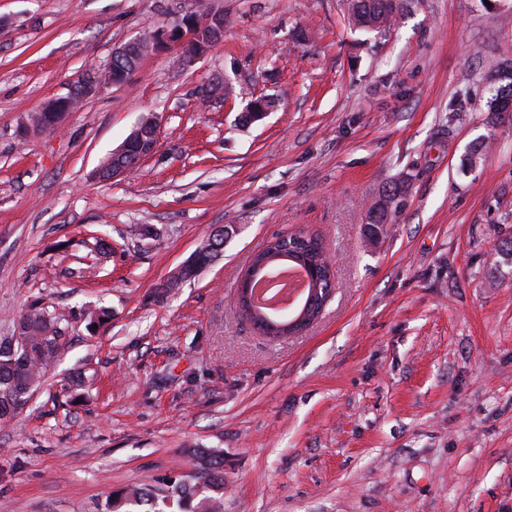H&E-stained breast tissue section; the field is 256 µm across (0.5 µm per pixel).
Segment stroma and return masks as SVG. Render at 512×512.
I'll use <instances>...</instances> for the list:
<instances>
[{
  "mask_svg": "<svg viewBox=\"0 0 512 512\" xmlns=\"http://www.w3.org/2000/svg\"><path fill=\"white\" fill-rule=\"evenodd\" d=\"M202 3L224 15L210 51L188 64L161 42L35 130L89 67ZM509 61L512 0H410L382 32L352 29L347 0H0V339L34 303L70 316L0 422V507L107 512L193 478L204 450L223 512H512V121L487 110ZM246 85L275 101L251 124ZM147 115L154 152L99 180ZM222 226V256L158 292ZM300 229L336 288L306 331L267 337L235 286ZM399 191V187H393L369 208L367 223L364 225V235L368 239L375 240L381 233L384 224L388 223L391 212L397 210L396 202L400 196Z\"/></svg>",
  "mask_w": 512,
  "mask_h": 512,
  "instance_id": "stroma-1",
  "label": "stroma"
}]
</instances>
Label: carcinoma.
Instances as JSON below:
<instances>
[{
    "label": "carcinoma",
    "instance_id": "obj_1",
    "mask_svg": "<svg viewBox=\"0 0 512 512\" xmlns=\"http://www.w3.org/2000/svg\"><path fill=\"white\" fill-rule=\"evenodd\" d=\"M406 6L407 0H349L348 20L358 30H385L402 15ZM487 107L499 119L512 110V77L500 81ZM399 196L400 188L395 186L369 208L364 225V235L368 239L379 236L391 213L397 210ZM222 245L224 229L220 228L203 240L191 259L167 281L165 288H175L195 277L201 268L219 256L217 247ZM285 265L311 267L318 273V279L309 282V286L319 290L309 313V318L316 317L324 298L330 296L334 288L322 240L305 231L277 236L252 258L244 274L253 272L261 278L271 269ZM68 322L69 316L65 313L51 314L32 304L19 317L15 335L0 340L1 421L14 415L54 362L63 345ZM199 461L198 475L193 481L175 480L158 492L140 487L119 491L112 494L109 512H138V507L146 504L150 506L146 512H167L174 507L178 512H221L224 503L223 460L202 452Z\"/></svg>",
    "mask_w": 512,
    "mask_h": 512
}]
</instances>
